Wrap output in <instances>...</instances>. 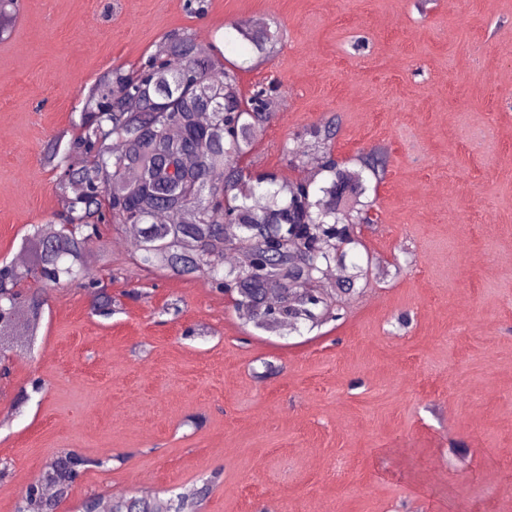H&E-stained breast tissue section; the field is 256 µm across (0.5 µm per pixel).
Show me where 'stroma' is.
I'll return each instance as SVG.
<instances>
[{
    "label": "stroma",
    "instance_id": "1",
    "mask_svg": "<svg viewBox=\"0 0 512 512\" xmlns=\"http://www.w3.org/2000/svg\"><path fill=\"white\" fill-rule=\"evenodd\" d=\"M233 21L278 30L271 56ZM178 30L251 60L244 92L275 87L257 169L306 178L286 150L331 115L339 160L383 150L380 221L359 233L377 269L340 319L268 332L107 228L91 259L116 312L51 286L37 334L0 348V512L68 451L102 465L59 512L208 479L199 512H512V0H210L201 18L185 0H21L0 40V261L61 211L46 154L88 88Z\"/></svg>",
    "mask_w": 512,
    "mask_h": 512
}]
</instances>
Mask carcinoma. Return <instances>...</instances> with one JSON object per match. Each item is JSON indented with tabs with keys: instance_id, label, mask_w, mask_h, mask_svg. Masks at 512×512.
<instances>
[{
	"instance_id": "cac0c4a2",
	"label": "carcinoma",
	"mask_w": 512,
	"mask_h": 512,
	"mask_svg": "<svg viewBox=\"0 0 512 512\" xmlns=\"http://www.w3.org/2000/svg\"><path fill=\"white\" fill-rule=\"evenodd\" d=\"M234 38L262 53L268 34L233 22ZM213 48L201 57L188 33L167 34L136 66H114L91 86L75 135L65 148L50 147L56 189L65 197L56 223L36 224L29 235L33 259L21 270L0 266V338L25 318L34 335L42 318L43 288L76 282L90 292L92 308L112 315V296L84 257L110 226L138 225L137 251L146 266L176 276L207 274L212 284L234 294L240 320L256 329L297 332L323 323L333 300L320 291L324 268L346 259L360 245L358 224H376L365 172L378 179L382 153L373 149L356 167L334 156L339 124L332 117L298 136L304 150L290 165L315 169L290 180L255 172L246 161L257 131L274 115V88L250 94L238 70ZM220 170L223 179L212 181ZM238 234L228 237L227 226ZM239 250L246 260L224 266V253ZM350 262L335 294L364 288L369 268ZM34 281L38 287L24 288ZM103 462L78 454L53 460L43 481L53 489L24 492L14 512H57L77 476ZM204 483L174 498L116 495L109 512H195L208 496Z\"/></svg>"
}]
</instances>
